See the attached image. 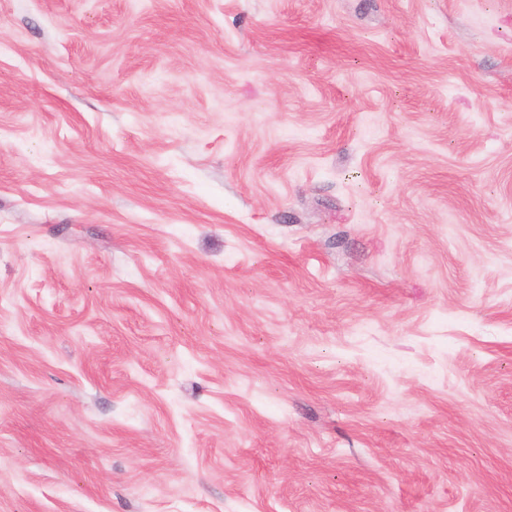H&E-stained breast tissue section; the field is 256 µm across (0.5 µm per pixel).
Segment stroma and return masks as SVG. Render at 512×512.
I'll return each instance as SVG.
<instances>
[{"label":"stroma","mask_w":512,"mask_h":512,"mask_svg":"<svg viewBox=\"0 0 512 512\" xmlns=\"http://www.w3.org/2000/svg\"><path fill=\"white\" fill-rule=\"evenodd\" d=\"M0 512H512V0H0Z\"/></svg>","instance_id":"1"}]
</instances>
